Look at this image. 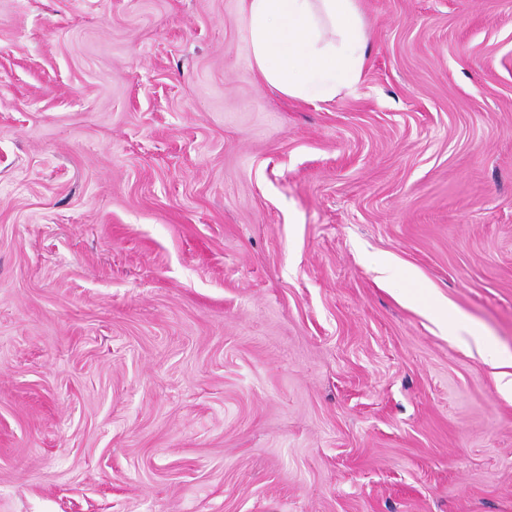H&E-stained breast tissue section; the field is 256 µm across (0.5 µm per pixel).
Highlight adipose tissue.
I'll use <instances>...</instances> for the list:
<instances>
[{
  "instance_id": "obj_1",
  "label": "adipose tissue",
  "mask_w": 512,
  "mask_h": 512,
  "mask_svg": "<svg viewBox=\"0 0 512 512\" xmlns=\"http://www.w3.org/2000/svg\"><path fill=\"white\" fill-rule=\"evenodd\" d=\"M252 67L279 93L328 101L358 84L368 37L357 0H241Z\"/></svg>"
}]
</instances>
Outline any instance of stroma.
Returning <instances> with one entry per match:
<instances>
[{"instance_id": "stroma-1", "label": "stroma", "mask_w": 512, "mask_h": 512, "mask_svg": "<svg viewBox=\"0 0 512 512\" xmlns=\"http://www.w3.org/2000/svg\"><path fill=\"white\" fill-rule=\"evenodd\" d=\"M358 4L306 102L240 0H0V512H512L432 310L512 354V0Z\"/></svg>"}]
</instances>
